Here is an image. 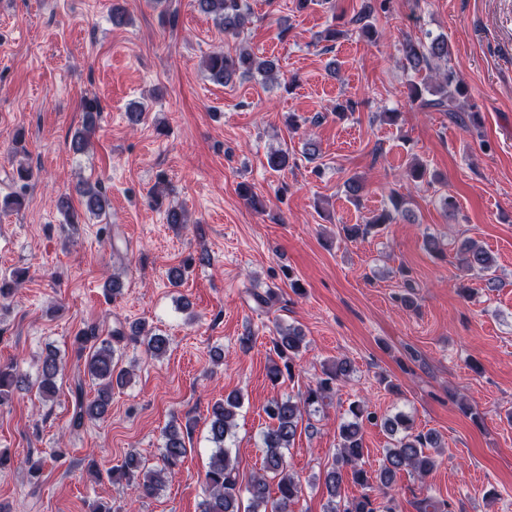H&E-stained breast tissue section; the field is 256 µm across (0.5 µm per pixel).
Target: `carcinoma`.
<instances>
[{
    "instance_id": "1",
    "label": "carcinoma",
    "mask_w": 512,
    "mask_h": 512,
    "mask_svg": "<svg viewBox=\"0 0 512 512\" xmlns=\"http://www.w3.org/2000/svg\"><path fill=\"white\" fill-rule=\"evenodd\" d=\"M196 9L210 17L227 34L236 35L250 22V13L245 0H194ZM376 5L372 0H362L360 10L353 18L360 35L373 39L377 35L370 22ZM407 67L414 71L430 69L439 61L449 62L448 40L434 37L426 42L406 40L401 48ZM205 69L210 77L220 83L230 81L237 72L253 71L268 78L276 75V66L270 60L261 59L241 50L235 54L215 52L205 60ZM410 98L421 106L448 113V118L468 130L475 125L477 114L465 112L458 104L460 97L467 95L466 87L457 79L452 68L442 73L436 81L427 75L409 84ZM82 130L72 139L71 148L80 153L85 150L90 136L96 128L100 107L97 99H86L82 103ZM84 198L88 213L101 216L108 206V197L100 185L78 189ZM391 207L381 210L372 220L361 224H345L342 233L353 240L383 224H391L397 218H409V210L403 201L393 197ZM462 267L465 272H476L488 284H494L493 261L490 254L481 246L468 242L462 248ZM129 335L143 338L146 352L152 357H160L165 351L167 340L142 323L130 327ZM118 329L112 339H99L93 325L81 330L75 338L77 358H85L87 374L97 384V396L83 400L82 386H77V410L73 425L79 427L84 419H103L107 416L112 401V390L122 386L129 377V371L118 367L116 350L112 341H121L126 335ZM272 351L276 360L272 361L268 377L272 385L282 382L284 377H293L295 361L306 347L302 330L295 326L279 327L272 338ZM62 363L54 351H49L42 359L38 374V388L49 398L55 393V379L61 371ZM353 371L348 359H340L323 368L314 385L305 396L296 401L289 397H274L264 407L269 424L262 432L264 457L260 472L251 476L247 484H242L236 465L232 462L230 448L226 445L232 436L241 398L228 395L215 401L210 408L209 439L214 445L208 468L205 472L201 512H290L302 496V484L288 469L286 452L294 443L304 415L320 411L326 400L336 390L339 382ZM28 378L11 365L0 366V402L9 390H26ZM349 420L338 428L339 444L331 467L324 473V485L328 493L326 512H396L391 490L395 478L402 471L410 472L419 479H425L436 467L440 448L437 433L414 431L408 416L399 413L392 417L378 416L363 401H353L348 406ZM368 422L381 426L394 437L392 446L385 449L382 464L372 475L363 468L365 454L362 442V424ZM190 448L186 444L183 431L171 424L165 431L161 453L162 467L151 468L134 455L128 456L122 465L113 468L109 478L114 482L126 481L136 497H148L162 487L163 477L172 474L183 462ZM359 485L362 493L350 499L342 497V484L345 477Z\"/></svg>"
}]
</instances>
